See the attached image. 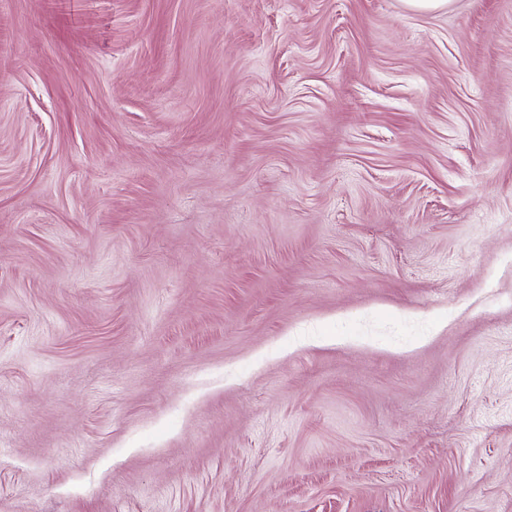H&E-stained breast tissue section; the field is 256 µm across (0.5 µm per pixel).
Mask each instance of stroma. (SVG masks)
Instances as JSON below:
<instances>
[{"label": "stroma", "mask_w": 512, "mask_h": 512, "mask_svg": "<svg viewBox=\"0 0 512 512\" xmlns=\"http://www.w3.org/2000/svg\"><path fill=\"white\" fill-rule=\"evenodd\" d=\"M0 512H512V0H0Z\"/></svg>", "instance_id": "1"}]
</instances>
